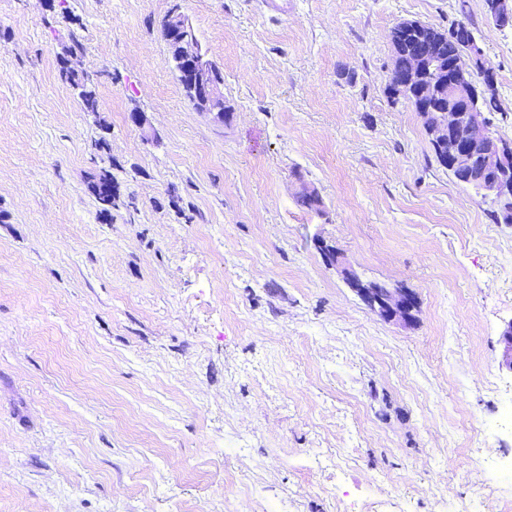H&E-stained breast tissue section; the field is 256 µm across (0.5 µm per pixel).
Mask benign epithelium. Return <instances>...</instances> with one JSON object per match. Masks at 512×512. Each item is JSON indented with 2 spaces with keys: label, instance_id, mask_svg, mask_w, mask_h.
Instances as JSON below:
<instances>
[{
  "label": "benign epithelium",
  "instance_id": "obj_1",
  "mask_svg": "<svg viewBox=\"0 0 512 512\" xmlns=\"http://www.w3.org/2000/svg\"><path fill=\"white\" fill-rule=\"evenodd\" d=\"M486 17L497 27L512 26V0H483ZM164 38L170 52L183 65V78L205 112L224 122V78L218 66L202 51L194 29L178 12H173L163 25ZM480 60L486 82L473 79L474 61ZM442 68L428 45L416 50L415 69L403 81L417 89L425 104L421 108L426 128L433 143L445 145L454 138L450 149L453 167L461 174L483 154L494 174L482 186V193L492 200L512 202V140L495 137L486 123L483 102L492 96L494 70L481 48L461 51L448 63V101L441 100L439 86L428 74ZM345 278L366 306L388 321L407 323L415 308L414 294L403 288H380L378 283L363 282L354 273L344 271Z\"/></svg>",
  "mask_w": 512,
  "mask_h": 512
}]
</instances>
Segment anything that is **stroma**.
I'll use <instances>...</instances> for the list:
<instances>
[{
	"mask_svg": "<svg viewBox=\"0 0 512 512\" xmlns=\"http://www.w3.org/2000/svg\"><path fill=\"white\" fill-rule=\"evenodd\" d=\"M276 2L0 0V512L512 505L492 471L512 224L388 93L391 30L458 2ZM175 10L224 74L223 122L176 78ZM464 18L512 138V27L482 0ZM75 40L94 117L59 72ZM347 269L413 291L414 320ZM352 289L366 306L388 321L408 323L413 318L415 296L403 288H378V282H363L354 273L344 270Z\"/></svg>",
	"mask_w": 512,
	"mask_h": 512,
	"instance_id": "stroma-1",
	"label": "stroma"
}]
</instances>
